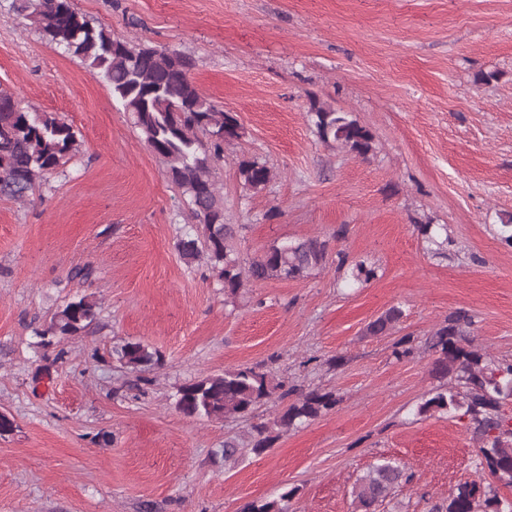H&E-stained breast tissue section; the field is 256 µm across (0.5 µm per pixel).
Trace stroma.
Masks as SVG:
<instances>
[{
    "label": "stroma",
    "instance_id": "1",
    "mask_svg": "<svg viewBox=\"0 0 512 512\" xmlns=\"http://www.w3.org/2000/svg\"><path fill=\"white\" fill-rule=\"evenodd\" d=\"M9 4L0 88L63 116L80 149L26 199L0 197V413L15 422L0 437V512H246L291 488L292 512H357V479L385 457L416 480L376 512H430L473 480L512 504V487L477 469L467 417L417 412L442 384L429 339L450 314L467 312L474 347L512 362V0H73L114 37L191 56L199 89L240 122L214 170L240 260L330 240L326 267L234 295L180 257L187 198L107 83ZM313 100L369 127L373 153L323 143ZM244 159L273 171L264 190L244 188ZM87 263L91 282L68 281ZM358 263L375 277L354 281ZM83 293L100 303L94 329L42 348L37 329ZM393 306L397 327L368 334ZM131 340L160 365L120 368L112 350ZM239 367L338 402L225 464V437L280 403L199 421L174 395Z\"/></svg>",
    "mask_w": 512,
    "mask_h": 512
}]
</instances>
